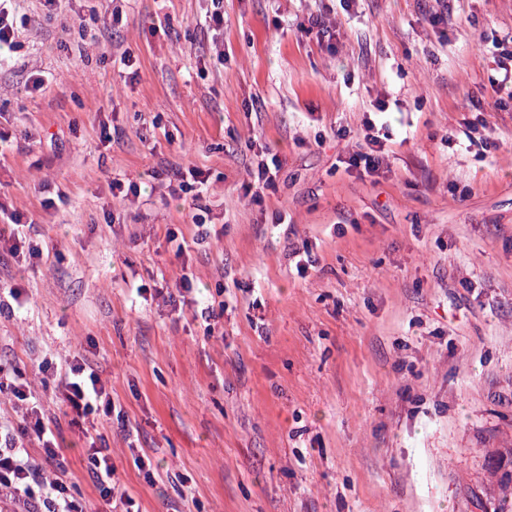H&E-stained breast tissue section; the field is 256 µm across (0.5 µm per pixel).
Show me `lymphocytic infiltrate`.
Masks as SVG:
<instances>
[{
  "label": "lymphocytic infiltrate",
  "instance_id": "f902f5d3",
  "mask_svg": "<svg viewBox=\"0 0 512 512\" xmlns=\"http://www.w3.org/2000/svg\"><path fill=\"white\" fill-rule=\"evenodd\" d=\"M63 403L75 419L94 412L112 413V398L98 374L80 359H72L58 378ZM13 405L22 414L18 429L0 428V512H84L65 474L49 478L45 468L59 458L54 432L40 398L21 377L10 383ZM36 439L40 456L24 448Z\"/></svg>",
  "mask_w": 512,
  "mask_h": 512
}]
</instances>
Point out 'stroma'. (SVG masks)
<instances>
[{"instance_id": "35a3bbf8", "label": "stroma", "mask_w": 512, "mask_h": 512, "mask_svg": "<svg viewBox=\"0 0 512 512\" xmlns=\"http://www.w3.org/2000/svg\"><path fill=\"white\" fill-rule=\"evenodd\" d=\"M23 7L0 65V196L42 253L0 250V364L55 419L87 512L104 508L99 440L136 512H496L512 106L488 76L512 0H224L218 25L210 0ZM320 13L336 53L299 29ZM476 103L496 147L446 144ZM369 117L388 135L372 177L345 165ZM191 168L206 192L173 197ZM114 177L136 194L113 197ZM76 356L115 418L72 425L41 363ZM92 443L87 449L88 468L95 478L100 497L106 504L112 506L114 497V485L112 486V459L108 448H96Z\"/></svg>"}]
</instances>
